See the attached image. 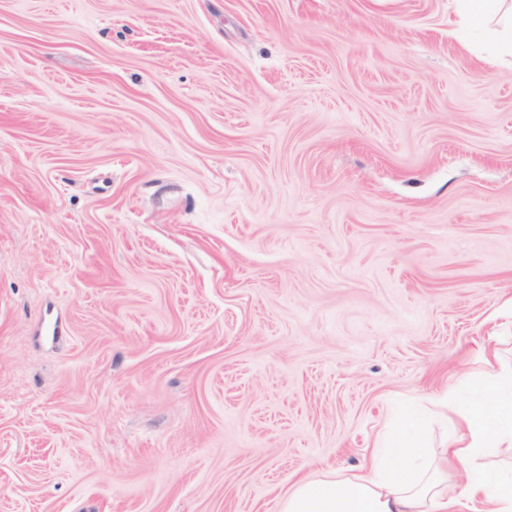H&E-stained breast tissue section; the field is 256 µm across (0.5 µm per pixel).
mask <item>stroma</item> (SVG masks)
<instances>
[{
	"instance_id": "stroma-1",
	"label": "stroma",
	"mask_w": 512,
	"mask_h": 512,
	"mask_svg": "<svg viewBox=\"0 0 512 512\" xmlns=\"http://www.w3.org/2000/svg\"><path fill=\"white\" fill-rule=\"evenodd\" d=\"M510 298L452 0H0V512H278L478 400Z\"/></svg>"
}]
</instances>
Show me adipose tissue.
<instances>
[{
	"instance_id": "1",
	"label": "adipose tissue",
	"mask_w": 512,
	"mask_h": 512,
	"mask_svg": "<svg viewBox=\"0 0 512 512\" xmlns=\"http://www.w3.org/2000/svg\"><path fill=\"white\" fill-rule=\"evenodd\" d=\"M455 2L465 26L484 31L512 58V0ZM480 355L487 369L478 403L451 390L433 398L456 416L447 447H428L420 425L407 427L396 448L376 436L356 473L301 477L282 496L279 512H512V369L496 367V351ZM456 468L467 481L454 489L449 472Z\"/></svg>"
}]
</instances>
